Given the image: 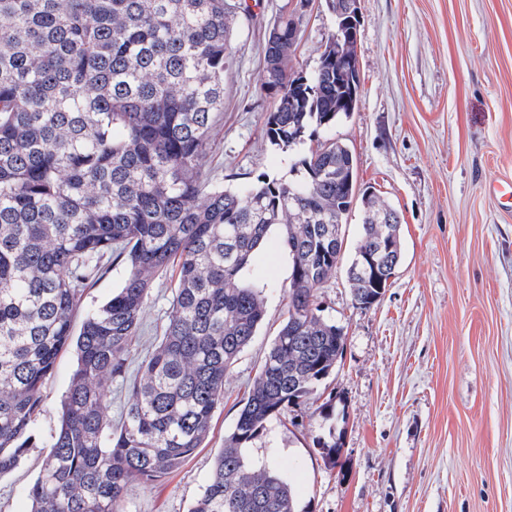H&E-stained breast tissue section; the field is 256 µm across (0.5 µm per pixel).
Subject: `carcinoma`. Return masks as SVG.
Returning a JSON list of instances; mask_svg holds the SVG:
<instances>
[{"label":"carcinoma","instance_id":"carcinoma-1","mask_svg":"<svg viewBox=\"0 0 512 512\" xmlns=\"http://www.w3.org/2000/svg\"><path fill=\"white\" fill-rule=\"evenodd\" d=\"M229 0H0V475L37 435L33 417L59 355L77 365L30 512H125L128 488L177 470L203 447L224 377L265 315L249 276L275 230L292 260L287 316L224 435L190 512H299L291 471L276 461L277 426L314 403L346 334L316 291L347 266L354 304L382 296L373 267L402 259L399 219L358 193L352 153L327 139L289 177L211 187L201 177L224 109ZM288 20L270 30L262 86L278 96L266 139L295 146L349 118L359 87L336 83L329 38L305 87H292ZM359 238L343 250L352 209ZM126 264L117 292L72 316L87 283ZM175 279L163 333L112 429L104 400L130 369L131 346L157 281ZM336 397L309 414L313 446L336 465ZM269 451L256 461L248 450Z\"/></svg>","mask_w":512,"mask_h":512}]
</instances>
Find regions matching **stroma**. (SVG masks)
Instances as JSON below:
<instances>
[{
    "label": "stroma",
    "mask_w": 512,
    "mask_h": 512,
    "mask_svg": "<svg viewBox=\"0 0 512 512\" xmlns=\"http://www.w3.org/2000/svg\"><path fill=\"white\" fill-rule=\"evenodd\" d=\"M224 66V110L202 176L232 187L284 176L298 153L271 147L265 125L278 104L262 86L264 46L281 17L299 29L293 69L312 71L335 32L326 0H247ZM361 99L329 135L351 149L361 187L399 212L403 261L379 301L354 305L344 272L317 291L325 316L346 332L326 381L345 409L342 450L327 465L309 419L280 429L279 461L300 462V512H512V207L490 194L512 181V0H359ZM252 271L266 317L224 379V400L203 448L176 471L133 485L127 512H189L224 435L285 317L292 262L271 233ZM117 261L87 288L72 318L119 288ZM169 279L152 289L131 353L151 352L172 307ZM76 359H58L34 418L41 439L58 427ZM45 448L29 449L0 476V512H30L28 491Z\"/></svg>",
    "instance_id": "35a3bbf8"
}]
</instances>
